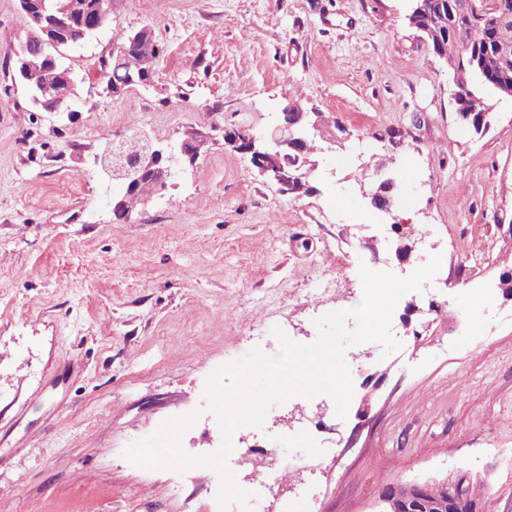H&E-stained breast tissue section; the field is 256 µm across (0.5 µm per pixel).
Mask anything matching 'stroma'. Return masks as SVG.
I'll list each match as a JSON object with an SVG mask.
<instances>
[{
	"label": "stroma",
	"mask_w": 512,
	"mask_h": 512,
	"mask_svg": "<svg viewBox=\"0 0 512 512\" xmlns=\"http://www.w3.org/2000/svg\"><path fill=\"white\" fill-rule=\"evenodd\" d=\"M411 7L111 0L104 26L61 52L66 113L37 111L15 81L9 50L27 26L17 0H0V512H215L208 468H138L126 447L193 413L182 449L216 452V369L275 325L312 343L318 313L361 302V268L405 278L427 255L441 267L430 292L399 300V349L345 350L360 367L346 418L325 394L272 405L235 437L280 456L227 465L238 486L267 484L270 512H374L385 487L460 469L512 512V98L494 101L483 134L464 127ZM143 27L165 47L153 84L108 93L98 73L116 35ZM292 102L315 144L296 199L223 139L271 134ZM134 127L200 147L119 220L123 187L96 156ZM378 171L413 210L373 206ZM481 291L500 314L490 326ZM318 412L335 454L298 432Z\"/></svg>",
	"instance_id": "1"
}]
</instances>
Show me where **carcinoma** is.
Masks as SVG:
<instances>
[{
    "instance_id": "obj_1",
    "label": "carcinoma",
    "mask_w": 512,
    "mask_h": 512,
    "mask_svg": "<svg viewBox=\"0 0 512 512\" xmlns=\"http://www.w3.org/2000/svg\"><path fill=\"white\" fill-rule=\"evenodd\" d=\"M427 11L418 16V25L440 31L441 38L428 45L434 54L447 56L460 80L465 82L464 96L455 101L459 121L476 134L482 133L488 123L492 105L484 92H493L501 98L509 97L505 89H512V58L499 55L501 47L512 49V18L501 19L502 9L512 11V0H479V10L464 9L469 0H426ZM30 35L25 38L28 51L27 66L34 76L33 87L49 91L45 107L49 112L59 103H66L72 95V83L62 78L65 71L49 49L61 44L50 40L33 22H28ZM125 49L112 55L107 62L111 80L121 81L128 74L144 72L150 63H158L163 48L153 35L136 31L119 36Z\"/></svg>"
}]
</instances>
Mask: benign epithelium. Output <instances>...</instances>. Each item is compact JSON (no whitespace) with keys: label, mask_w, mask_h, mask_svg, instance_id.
Segmentation results:
<instances>
[{"label":"benign epithelium","mask_w":512,"mask_h":512,"mask_svg":"<svg viewBox=\"0 0 512 512\" xmlns=\"http://www.w3.org/2000/svg\"><path fill=\"white\" fill-rule=\"evenodd\" d=\"M60 25L77 23L80 30L77 37H64L70 45L91 36L99 30L106 19L107 11L96 6L86 14L76 2L62 5L58 9ZM283 121L287 134H274L270 139L253 134L224 133V142L250 155L253 166L259 174L275 183L279 191L288 195L303 183H309L312 172L303 145L308 139L307 129L297 126L294 113L284 109ZM197 141L187 137L181 141L178 153L164 150L140 132L125 134L107 142L97 155V163L109 180H120L127 190L138 191L150 198L161 194L167 187L170 163L175 156L191 158L196 153ZM482 483L472 473L459 470L442 479L415 480L388 486L378 496L376 512H490V505L484 495L475 496L471 487ZM442 487L444 497L434 499L429 489Z\"/></svg>","instance_id":"benign-epithelium-1"}]
</instances>
